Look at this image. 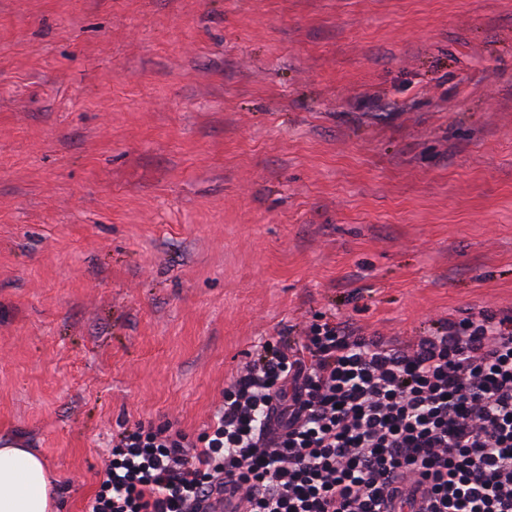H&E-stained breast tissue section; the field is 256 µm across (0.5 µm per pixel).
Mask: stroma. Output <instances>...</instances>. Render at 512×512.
<instances>
[{
	"label": "stroma",
	"mask_w": 512,
	"mask_h": 512,
	"mask_svg": "<svg viewBox=\"0 0 512 512\" xmlns=\"http://www.w3.org/2000/svg\"><path fill=\"white\" fill-rule=\"evenodd\" d=\"M512 307V0H0V440L82 512L315 318Z\"/></svg>",
	"instance_id": "1"
}]
</instances>
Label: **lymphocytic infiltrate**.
Wrapping results in <instances>:
<instances>
[{
  "label": "lymphocytic infiltrate",
  "mask_w": 512,
  "mask_h": 512,
  "mask_svg": "<svg viewBox=\"0 0 512 512\" xmlns=\"http://www.w3.org/2000/svg\"><path fill=\"white\" fill-rule=\"evenodd\" d=\"M84 512H512V308L263 344L197 436L112 438Z\"/></svg>",
  "instance_id": "f902f5d3"
}]
</instances>
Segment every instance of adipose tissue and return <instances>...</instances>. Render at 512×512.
<instances>
[{"mask_svg":"<svg viewBox=\"0 0 512 512\" xmlns=\"http://www.w3.org/2000/svg\"><path fill=\"white\" fill-rule=\"evenodd\" d=\"M45 459L15 445L0 447V512H53Z\"/></svg>","mask_w":512,"mask_h":512,"instance_id":"adipose-tissue-1","label":"adipose tissue"}]
</instances>
